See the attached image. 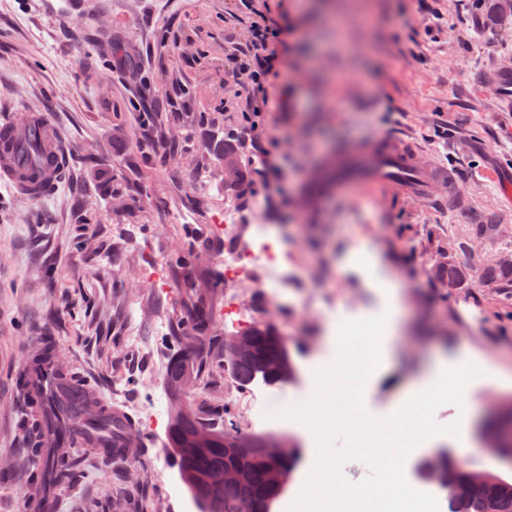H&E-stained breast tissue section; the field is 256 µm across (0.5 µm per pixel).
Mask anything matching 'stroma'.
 I'll return each mask as SVG.
<instances>
[{
  "instance_id": "obj_1",
  "label": "stroma",
  "mask_w": 512,
  "mask_h": 512,
  "mask_svg": "<svg viewBox=\"0 0 512 512\" xmlns=\"http://www.w3.org/2000/svg\"><path fill=\"white\" fill-rule=\"evenodd\" d=\"M498 0H255L288 32L281 74L267 86L270 159L243 129L240 78L225 59L248 30L239 0H0V121L20 105L46 113L70 144L58 191L34 201L0 188V512H28L20 464L25 406L15 377L43 337L58 363L135 419L140 446L124 465L143 486L121 490L94 451L76 466L78 486L60 488V512H196L164 441L174 403L200 416L229 414L245 432L286 434L303 450L295 480L316 454L293 421L259 422L248 389L209 354L228 320L224 241L210 230L233 209L263 220L288 251V285L274 301L299 370L295 383L262 387L270 410L302 401L349 303L386 314L389 355L367 381L373 416L390 413L437 359L481 369L464 392L470 445L443 446L473 468L498 469L478 430L492 407L512 402V288L486 280L479 259L512 257V104L493 76L512 69V17L491 25ZM130 60L127 71L113 60ZM163 103L165 134L187 139L176 157L139 146L138 107ZM385 132L413 140L452 168L457 196L415 201L369 185L304 205L306 176L329 149ZM232 139L247 185L224 191V141ZM196 249L207 290L186 304L175 260ZM450 254L470 269L446 290L427 271ZM166 285L154 287V277ZM210 330L195 344L198 375L174 391L167 363L193 311ZM136 330L139 351L127 347ZM442 446V447H443Z\"/></svg>"
}]
</instances>
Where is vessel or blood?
<instances>
[{
	"label": "vessel or blood",
	"mask_w": 512,
	"mask_h": 512,
	"mask_svg": "<svg viewBox=\"0 0 512 512\" xmlns=\"http://www.w3.org/2000/svg\"><path fill=\"white\" fill-rule=\"evenodd\" d=\"M42 142L47 146V160L37 176H29L19 158L25 142ZM67 141L40 112H26L24 121L0 122V185L17 190L30 199L51 196L58 188L68 166ZM313 186L307 194L320 201L324 193L356 188L369 182H385L402 189L407 195L422 200L452 185L454 177L448 168L426 162L412 142L383 133L357 143H348L326 153L311 176ZM29 392L40 403L56 400L80 406L83 388L68 385L56 367L48 366L30 380ZM112 436L88 435L80 420H70L65 433H52L50 444L67 446H134L138 434L130 430L124 412L113 415Z\"/></svg>",
	"instance_id": "vessel-or-blood-1"
}]
</instances>
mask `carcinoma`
Segmentation results:
<instances>
[{"label":"carcinoma","mask_w":512,"mask_h":512,"mask_svg":"<svg viewBox=\"0 0 512 512\" xmlns=\"http://www.w3.org/2000/svg\"><path fill=\"white\" fill-rule=\"evenodd\" d=\"M224 187L232 188L242 181L244 174L241 165L231 148L224 150ZM176 267L179 270L178 287L188 297L199 295V281L193 271V254L178 256ZM437 281L442 287H460L469 279V269L458 263L454 257L443 255L437 263ZM486 277L501 283H512V265H490ZM180 339L187 341L184 350L177 355L169 367V384L181 389L185 380H195V351L188 340L205 335L209 323L205 319L187 320L182 327ZM253 336L256 353L251 357L227 360L225 364L237 382L247 387L262 383L267 387H279L295 382L299 373L293 362L290 348L283 345L277 327L260 319L246 328ZM54 346L41 344L30 370L17 378L16 387L24 392L28 389L29 371L41 369L54 361ZM282 359L288 362V375L274 373L267 360ZM97 414L87 420L88 425L103 431L111 427L105 410L109 404L100 399L95 402ZM49 423L47 416L36 412L25 419L28 442L23 465L29 471L31 485L38 492L66 488L75 480L74 465L76 449L57 454L41 444L43 428ZM240 431L235 424L222 423L221 417L204 419L180 410L171 416L166 431L165 448L177 459V473L186 487L198 512H272L274 503L281 493L271 489L267 483V472L272 467L282 469L286 476H292L300 459L301 448L297 441L289 439L291 447L288 457L268 460L253 455L248 460V477L239 483H224V467L231 463L225 452ZM470 467L460 459L445 452L431 463L420 464V475L426 482L439 486L447 503V512H512V483L503 487L495 481L473 482L469 478Z\"/></svg>","instance_id":"carcinoma-1"}]
</instances>
